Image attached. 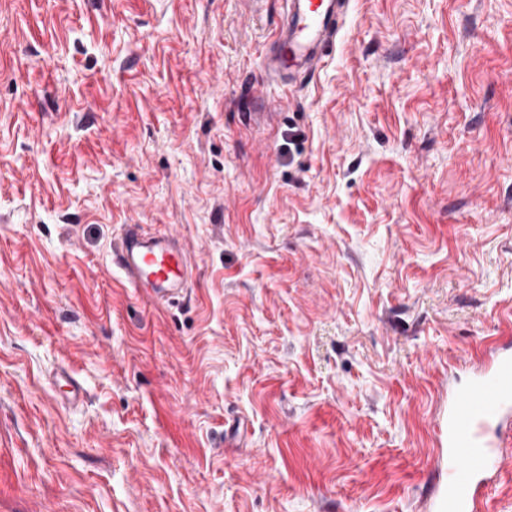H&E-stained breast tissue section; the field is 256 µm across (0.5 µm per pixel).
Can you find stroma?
Segmentation results:
<instances>
[{
	"instance_id": "obj_1",
	"label": "stroma",
	"mask_w": 512,
	"mask_h": 512,
	"mask_svg": "<svg viewBox=\"0 0 512 512\" xmlns=\"http://www.w3.org/2000/svg\"><path fill=\"white\" fill-rule=\"evenodd\" d=\"M283 20L0 0V512H433L448 389L512 333V0H350L289 88ZM125 224L187 300L113 267ZM112 264L155 302L188 295L191 263L174 238L146 236L139 224H125L112 250Z\"/></svg>"
}]
</instances>
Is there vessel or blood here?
I'll use <instances>...</instances> for the list:
<instances>
[{
    "mask_svg": "<svg viewBox=\"0 0 512 512\" xmlns=\"http://www.w3.org/2000/svg\"><path fill=\"white\" fill-rule=\"evenodd\" d=\"M348 0H287L286 21L275 34L274 74L305 75L333 48ZM112 264L130 284L156 302L186 297L191 263L178 241L147 236L123 225ZM512 421V336L491 341L469 382L451 389L438 422L445 450V479L433 491L435 512H482V488L500 471L503 455L491 432Z\"/></svg>",
    "mask_w": 512,
    "mask_h": 512,
    "instance_id": "obj_1",
    "label": "vessel or blood"
}]
</instances>
